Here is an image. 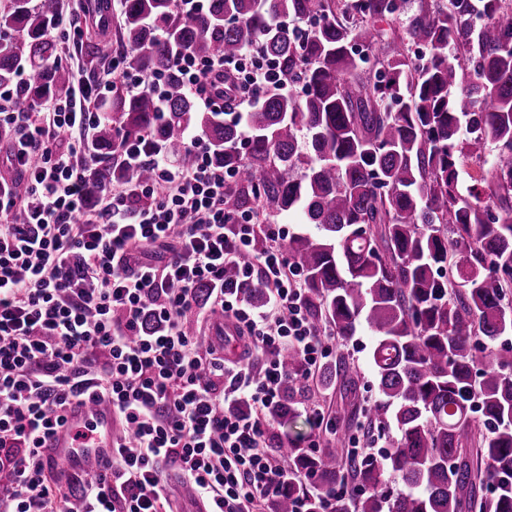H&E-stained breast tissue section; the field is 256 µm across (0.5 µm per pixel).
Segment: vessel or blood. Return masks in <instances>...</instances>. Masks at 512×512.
<instances>
[{"label": "vessel or blood", "mask_w": 512, "mask_h": 512, "mask_svg": "<svg viewBox=\"0 0 512 512\" xmlns=\"http://www.w3.org/2000/svg\"><path fill=\"white\" fill-rule=\"evenodd\" d=\"M117 439L116 416L110 403L72 405L65 422L41 445L44 462L61 475L83 473L90 467L104 468Z\"/></svg>", "instance_id": "b4317fda"}]
</instances>
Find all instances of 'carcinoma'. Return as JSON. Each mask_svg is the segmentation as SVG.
Wrapping results in <instances>:
<instances>
[{
	"mask_svg": "<svg viewBox=\"0 0 512 512\" xmlns=\"http://www.w3.org/2000/svg\"><path fill=\"white\" fill-rule=\"evenodd\" d=\"M402 2L210 0L184 16L174 0H121L127 65L166 73L167 106L159 109L149 90L112 89L93 130L88 202L115 184L150 180L147 167L115 163L124 142L145 134L192 165L183 131L196 127L212 158L236 172L226 193L232 208L272 219L300 211L315 225L286 250L318 327L346 339L363 322L377 333L382 398L365 410L367 432L396 435L368 457L289 446L274 512H292L300 499L322 512L323 494L349 483L371 492L337 497L334 512H512V486L479 495L512 477V349L479 356L474 342L480 335L490 346L512 333V2L418 0L399 34L389 24ZM290 17L311 27L297 36ZM58 19V0L0 5V85L17 88L32 109L70 91L53 37ZM410 44L426 59L410 57ZM247 45L302 91L262 92L246 116L243 153L239 127L195 109L176 60ZM470 161L479 168L463 190L459 169ZM292 392L284 386L272 416L293 421Z\"/></svg>",
	"mask_w": 512,
	"mask_h": 512,
	"instance_id": "carcinoma-1",
	"label": "carcinoma"
}]
</instances>
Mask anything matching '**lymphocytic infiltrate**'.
Here are the masks:
<instances>
[{"label": "lymphocytic infiltrate", "mask_w": 512, "mask_h": 512, "mask_svg": "<svg viewBox=\"0 0 512 512\" xmlns=\"http://www.w3.org/2000/svg\"><path fill=\"white\" fill-rule=\"evenodd\" d=\"M178 66L200 109L239 119L268 86L289 87L252 47ZM116 77L129 93H166L162 76L116 58L101 77L34 112L0 89L6 160L26 185L19 196L0 181V506L70 512L41 443L70 404L105 399L126 434L108 472L84 475L79 512H163L171 472L205 512H255L286 475L268 445V409L288 377L281 355H299L306 378L334 338L311 318L284 249L287 230L225 206L232 173L213 163L200 132L184 133L196 153L190 167L150 136L123 144L121 162L151 169L150 181L110 188L88 209L89 136ZM151 247L166 249L163 264L136 260ZM257 286L268 296L261 308L249 297ZM213 316L260 351L259 366L225 360L186 332L188 318ZM242 398L249 413L234 409Z\"/></svg>", "instance_id": "1"}]
</instances>
